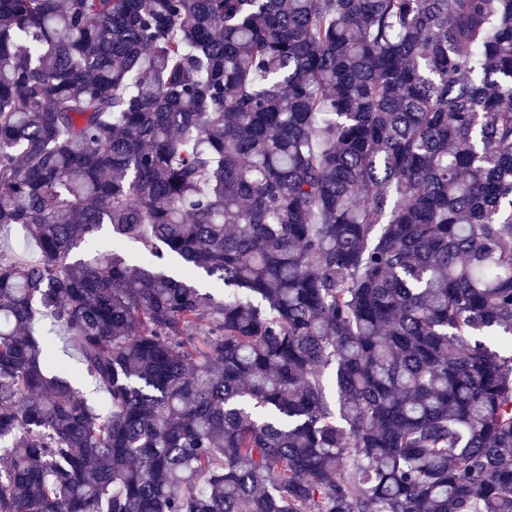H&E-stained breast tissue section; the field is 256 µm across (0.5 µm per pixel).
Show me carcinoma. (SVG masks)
<instances>
[{"mask_svg": "<svg viewBox=\"0 0 512 512\" xmlns=\"http://www.w3.org/2000/svg\"><path fill=\"white\" fill-rule=\"evenodd\" d=\"M13 226L0 512H512V0H0ZM0 251L8 256H19L34 259L38 256L37 249L27 242L23 232L13 227L0 232ZM98 248H112L122 254L129 255L132 258L140 256L144 251L143 245L138 241H113L111 233L107 227L104 228L101 235L95 242L87 244L81 251H89ZM59 359L66 368L72 371V381L85 392H91L95 388L92 378L88 377L80 368L76 352L68 346L63 340H60Z\"/></svg>", "mask_w": 512, "mask_h": 512, "instance_id": "1", "label": "carcinoma"}]
</instances>
